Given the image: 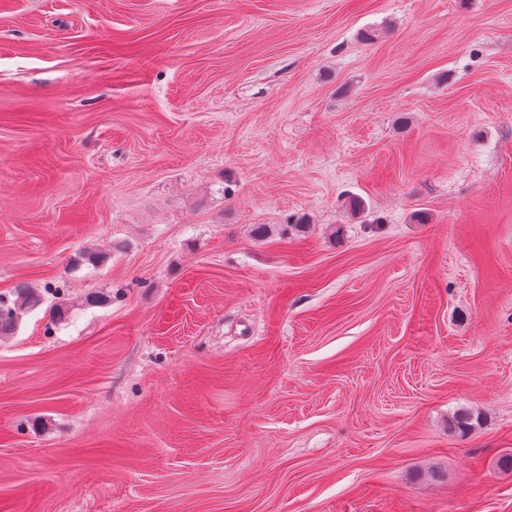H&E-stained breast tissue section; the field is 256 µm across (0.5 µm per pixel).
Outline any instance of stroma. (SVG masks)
Returning a JSON list of instances; mask_svg holds the SVG:
<instances>
[{
	"instance_id": "obj_1",
	"label": "stroma",
	"mask_w": 512,
	"mask_h": 512,
	"mask_svg": "<svg viewBox=\"0 0 512 512\" xmlns=\"http://www.w3.org/2000/svg\"><path fill=\"white\" fill-rule=\"evenodd\" d=\"M21 284L0 512H512V0H0Z\"/></svg>"
}]
</instances>
